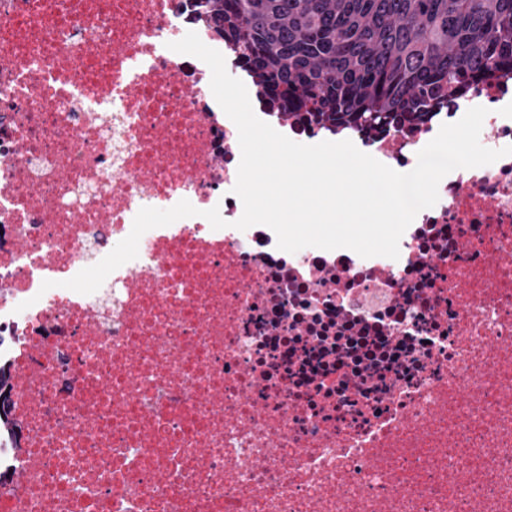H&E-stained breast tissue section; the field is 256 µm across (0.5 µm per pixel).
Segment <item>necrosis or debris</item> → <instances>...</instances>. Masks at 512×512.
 <instances>
[{
	"label": "necrosis or debris",
	"instance_id": "1",
	"mask_svg": "<svg viewBox=\"0 0 512 512\" xmlns=\"http://www.w3.org/2000/svg\"><path fill=\"white\" fill-rule=\"evenodd\" d=\"M190 31L300 143L403 173L481 106V144L512 146L508 71L360 132L270 107L186 0H0V361L26 450L0 439V512H512V155L446 175L398 258L282 251L232 226L238 130L169 48ZM184 199L104 288H64Z\"/></svg>",
	"mask_w": 512,
	"mask_h": 512
}]
</instances>
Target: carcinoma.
Masks as SVG:
<instances>
[{
	"label": "carcinoma",
	"instance_id": "cac0c4a2",
	"mask_svg": "<svg viewBox=\"0 0 512 512\" xmlns=\"http://www.w3.org/2000/svg\"><path fill=\"white\" fill-rule=\"evenodd\" d=\"M287 112L369 130L512 69V0H192ZM0 363V436L21 447Z\"/></svg>",
	"mask_w": 512,
	"mask_h": 512
}]
</instances>
